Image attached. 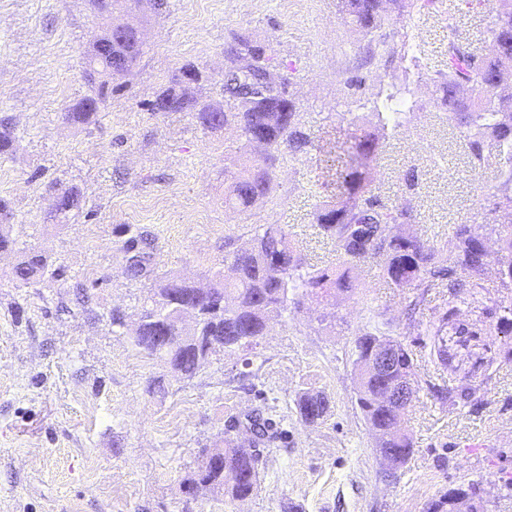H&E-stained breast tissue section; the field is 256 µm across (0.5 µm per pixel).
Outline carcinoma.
<instances>
[{
  "mask_svg": "<svg viewBox=\"0 0 512 512\" xmlns=\"http://www.w3.org/2000/svg\"><path fill=\"white\" fill-rule=\"evenodd\" d=\"M94 10L109 23L87 51L83 77L90 94L69 104L64 112L71 126L89 124L105 107L112 94V82L133 73L141 55L140 36L123 37L113 31L114 13L138 9L142 0H91ZM440 0H338L343 22L369 37L362 47L368 59L374 58L372 45L382 54L396 57L405 74V90L424 79L433 83L436 104L465 143L468 167L474 174L492 169L495 180L482 185L484 222L493 225L498 253V287L512 291V229L495 226L493 213L498 209L512 212V85L503 76L512 72V0H495L490 8L487 27L490 52L484 54L459 43L456 35L448 39L446 68L429 72L423 66L421 44L409 31L384 32L388 9L415 21L426 7H436ZM107 48L111 62L92 67V59ZM289 83L274 64L267 48L247 33H237L224 49V106L204 103L172 80L164 93L173 97L171 112L191 114L208 131L227 126L236 128L246 142L257 143L261 150L239 164L224 168V204L239 212L251 210L258 202L273 196L278 187L280 159L311 150L333 156L332 164L322 169L326 182L333 185L331 198L316 206L312 220L319 234L331 240L336 263L318 266L289 237L281 224H258L254 227L250 247L224 257L225 269L212 275L207 289L175 276L160 279L152 305L137 314L135 343L150 355L163 358L171 372L181 379L193 378L202 360L218 350L244 351L260 344L271 321L288 310L298 309L307 298L330 296L350 298L360 288L357 271L373 262L386 285L402 294L414 289H428L448 282V311L429 322L424 335L431 337L441 366L451 361L446 337L462 336L464 329L456 322L458 309L454 300L465 290L469 295L484 288L483 276L487 256L485 237L471 224H456L448 240L438 246L401 228L419 223L421 213L416 204L419 188L418 168L410 166L399 178L393 195L376 191L380 173L382 146L377 134L350 120L339 127L336 140L315 138L306 128L296 105L291 112H270L256 103L244 104L250 87L266 86L286 93ZM400 89L391 85L380 88L371 102L382 129L398 134L407 123L410 107ZM14 134L10 119L0 117V155L13 149ZM83 196L76 186L57 194L55 213L67 219L82 208ZM9 203L0 198V252L15 250L9 221ZM447 258H442V253ZM60 275L41 252L24 250L13 268V276L26 284L46 275ZM199 307L200 318L187 329L181 321L179 306L183 302ZM392 345L393 362L388 370H370V357L382 343ZM356 389L357 403L370 425L381 456L399 470L413 453L414 440L401 423L405 406L387 407L379 398L392 385L411 379L410 403L418 400L419 383L415 378L414 353L393 335L390 323L372 312L368 324L356 334L348 353ZM294 409L305 424H319L329 415L331 406L321 390L304 389L296 394ZM248 429L272 442L278 438L270 418L247 414ZM222 454L206 467L197 466L182 482L183 494L192 498L191 490L201 483L222 490L233 501L252 498L259 484L255 455L232 438Z\"/></svg>",
  "mask_w": 512,
  "mask_h": 512,
  "instance_id": "obj_1",
  "label": "carcinoma"
}]
</instances>
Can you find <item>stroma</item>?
<instances>
[{"label":"stroma","mask_w":512,"mask_h":512,"mask_svg":"<svg viewBox=\"0 0 512 512\" xmlns=\"http://www.w3.org/2000/svg\"><path fill=\"white\" fill-rule=\"evenodd\" d=\"M488 22L481 8H441L423 13L414 35L437 69L448 58L449 27L485 53ZM101 27L89 0H0V116L12 117L15 135L12 154L0 156V197L11 205L18 247L41 251L60 270L26 285L12 274L16 254H0V512H432L449 489L471 483L484 512H512V494L500 490L512 480V360L499 355L512 335L496 329L512 295L497 286L496 252L486 258L484 291L458 305L467 334L439 373L422 330L447 310V289H430L408 317L409 295L388 288L369 262L358 271L363 293L288 310L255 356L215 352L192 379L173 376L134 342L135 317L160 276L206 286L225 255L248 247L256 225H284L315 263L335 258L312 222L332 193L318 179V154L282 159L277 191L251 211L225 207L224 168L253 148L235 128L211 133L187 113L151 111L170 77L198 65L205 77L194 95L222 101L224 48L248 31L294 69L288 93L307 128L328 140L350 102L402 83L398 59L365 62L358 49L367 39L344 24L337 0H168L148 15L134 75L114 81L94 123L73 127L64 108L89 92L82 72ZM356 75L361 87L347 86ZM411 102L407 127L382 155L383 188L418 164L413 232L434 242L456 224L486 233L479 187L494 172H470L429 81ZM69 186L83 207L60 224L53 203ZM138 234L151 246L134 278L123 244ZM370 307L420 357L419 399L404 419L415 448L392 477L346 360ZM116 310L125 327L113 326ZM332 310L342 323L322 327ZM478 355L494 357L493 366L472 372ZM303 388L328 395L322 424L291 412ZM256 409L272 413L281 433L261 448L257 494L186 501L180 485L203 450L221 447L229 421Z\"/></svg>","instance_id":"obj_1"}]
</instances>
